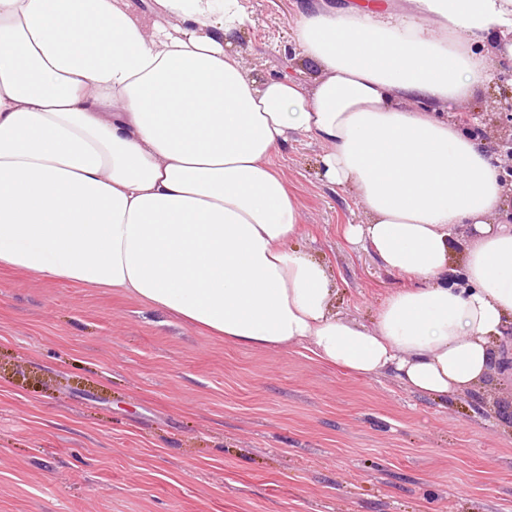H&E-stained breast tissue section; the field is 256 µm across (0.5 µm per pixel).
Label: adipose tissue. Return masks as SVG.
I'll return each mask as SVG.
<instances>
[{"label": "adipose tissue", "mask_w": 512, "mask_h": 512, "mask_svg": "<svg viewBox=\"0 0 512 512\" xmlns=\"http://www.w3.org/2000/svg\"><path fill=\"white\" fill-rule=\"evenodd\" d=\"M410 3L302 0L307 83L233 51L248 0H0V266L420 395L477 390L512 328V190L453 113L490 79L482 43L512 58V0ZM300 138L355 192L347 239L413 282L372 326L287 247L301 212L274 160Z\"/></svg>", "instance_id": "obj_1"}]
</instances>
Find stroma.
Returning a JSON list of instances; mask_svg holds the SVG:
<instances>
[{"label":"stroma","instance_id":"1","mask_svg":"<svg viewBox=\"0 0 512 512\" xmlns=\"http://www.w3.org/2000/svg\"><path fill=\"white\" fill-rule=\"evenodd\" d=\"M298 0H251L234 47L257 78L315 76ZM466 108L486 151L511 67ZM319 144L276 160L301 205L295 248L329 269L334 311L373 325L407 276L350 244L364 213L324 184ZM0 512H512V372L436 401L300 346L207 335L109 288L0 269Z\"/></svg>","mask_w":512,"mask_h":512}]
</instances>
